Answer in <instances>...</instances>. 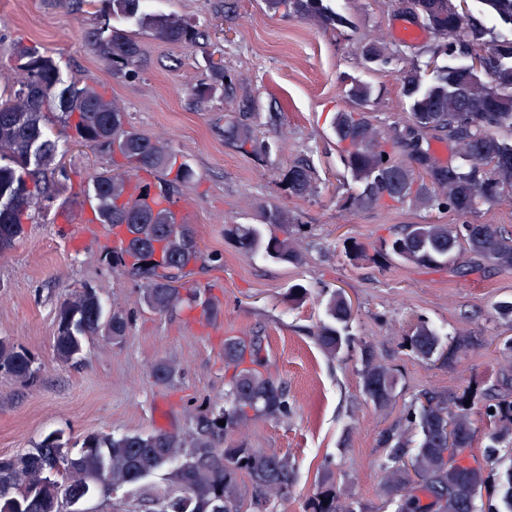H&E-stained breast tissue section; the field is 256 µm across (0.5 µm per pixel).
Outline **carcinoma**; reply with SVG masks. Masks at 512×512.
Masks as SVG:
<instances>
[{"instance_id": "carcinoma-1", "label": "carcinoma", "mask_w": 512, "mask_h": 512, "mask_svg": "<svg viewBox=\"0 0 512 512\" xmlns=\"http://www.w3.org/2000/svg\"><path fill=\"white\" fill-rule=\"evenodd\" d=\"M108 2L113 16L147 27L162 39L187 43L198 35L185 20L143 12V0ZM464 2L403 0L404 9L437 39L426 69L404 65L396 70L410 100V123L381 135L366 110L372 88L358 82L349 90L355 110L337 113L334 132L338 142L353 144L344 158L359 184V190L347 197L350 206L366 208L389 199L461 219L457 224H407L382 244L384 250L408 266H446L460 275L485 262L512 271V235L494 224L465 220L512 192V142L494 134L496 129L512 128V39H486L493 30L462 6ZM477 2L484 14L512 27V0ZM293 6L324 27L341 21L323 0H293ZM367 44L376 61L399 64V52L388 50L380 39L369 38ZM96 45L117 73L131 72L139 55L131 35L113 29ZM475 56L481 57V68L491 81H483L474 65L464 62ZM441 57L448 61L439 62ZM17 60L25 79L19 88L0 94V255L12 250L23 235L36 195L50 189L59 141L74 138L103 146L120 156L124 167L122 172L91 177L96 218L120 235L119 247L106 252L105 258L140 281L143 303L150 310L199 308L202 316L213 317L217 305L207 291L182 286L197 264L217 261L215 256L206 257L193 226L176 210L175 193L193 179L192 167L178 160L163 141L129 127L121 108L99 92L64 84L52 57L21 48ZM225 134L242 147L256 144L252 127L241 122H228ZM432 138L452 143L459 162L438 163L431 151ZM282 183L294 197L315 190L313 171L302 162L289 166ZM134 193L142 205L132 203ZM264 220L294 223L290 213L278 207L267 210ZM230 233L247 255L298 261L290 235H266L256 224H234ZM326 317L316 340L325 353L337 357L352 345L351 301L340 291L332 292ZM104 325L114 339L128 328L122 312H105L92 289L65 300L57 311L53 337L57 360L77 362L84 340ZM407 340L410 350L425 360L441 344L438 332L424 320ZM472 347L471 337L456 336L441 358L450 364ZM360 356L363 394L377 408L391 405L398 375L366 343ZM501 356L505 366L500 383L485 395L479 413L465 406L466 392L452 402L426 393L418 408L405 414V429L395 428L384 438L388 453L381 485L396 504L395 512H512V465L499 477L497 496H488V506L480 509L476 501L488 475L479 465L465 468L448 458L450 448L462 452L472 447L478 415L490 426L483 448L486 460H497L503 449L512 447V337L504 340ZM224 363L233 368L224 405L199 417L187 434H90L75 453L44 439L23 453L1 456L0 512H92L81 504L123 488L132 489L136 512H239L236 487L241 474L259 492L254 506L286 498L294 481L290 456L270 455L242 442L223 448L221 437L227 430H243L253 413L288 418L287 392L259 370L261 347L254 341L225 340ZM0 373L23 385L37 381L34 358L2 337ZM220 420L225 425L218 424ZM408 430L418 432L419 439L406 462ZM307 507L308 512H356L329 474Z\"/></svg>"}]
</instances>
